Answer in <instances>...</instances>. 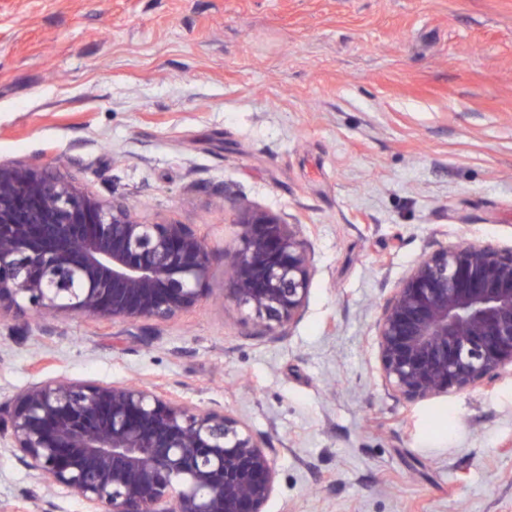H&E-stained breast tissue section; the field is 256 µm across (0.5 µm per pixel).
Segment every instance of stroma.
Returning a JSON list of instances; mask_svg holds the SVG:
<instances>
[{"label":"stroma","mask_w":512,"mask_h":512,"mask_svg":"<svg viewBox=\"0 0 512 512\" xmlns=\"http://www.w3.org/2000/svg\"><path fill=\"white\" fill-rule=\"evenodd\" d=\"M61 168L216 253L165 323L0 320V402L67 376L157 386L266 440L265 512H512V366L409 403L380 306L427 252L512 247V0H0V162ZM300 225L301 319L224 299L235 200ZM0 512H83L0 444Z\"/></svg>","instance_id":"35a3bbf8"}]
</instances>
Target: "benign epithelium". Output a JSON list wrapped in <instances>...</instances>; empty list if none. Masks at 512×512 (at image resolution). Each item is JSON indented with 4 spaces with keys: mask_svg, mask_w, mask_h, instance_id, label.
I'll return each mask as SVG.
<instances>
[{
    "mask_svg": "<svg viewBox=\"0 0 512 512\" xmlns=\"http://www.w3.org/2000/svg\"><path fill=\"white\" fill-rule=\"evenodd\" d=\"M224 300L266 330L305 309L313 256L298 225L240 207ZM214 260L187 224H145L70 178L0 163V318L75 313L133 325L200 302ZM386 383L419 402L495 381L512 366V248L465 243L423 255L381 305ZM0 434L85 512H265L276 472L262 438L221 409L157 387L59 378L0 404Z\"/></svg>",
    "mask_w": 512,
    "mask_h": 512,
    "instance_id": "obj_1",
    "label": "benign epithelium"
}]
</instances>
